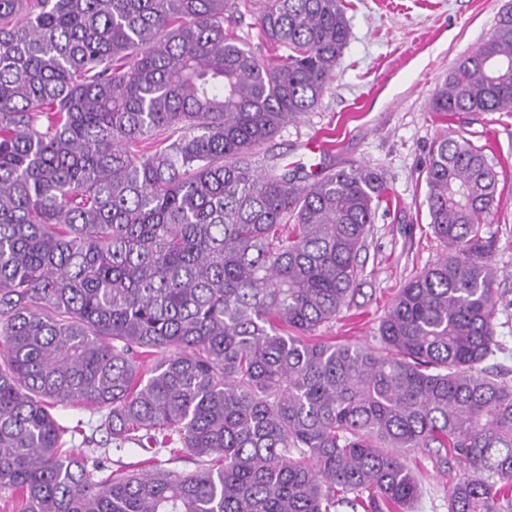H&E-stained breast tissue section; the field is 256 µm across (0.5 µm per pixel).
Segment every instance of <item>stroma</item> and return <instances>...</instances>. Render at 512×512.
<instances>
[{"label":"stroma","instance_id":"1","mask_svg":"<svg viewBox=\"0 0 512 512\" xmlns=\"http://www.w3.org/2000/svg\"><path fill=\"white\" fill-rule=\"evenodd\" d=\"M350 38L319 107L285 126L273 151L306 173L363 163L383 176V201L358 256L363 270L347 309L320 330L339 343L379 345V325L408 281L447 252L430 226L422 172L432 144L455 133L498 171L500 202L482 226L491 241L498 348L484 363L512 382V112L430 108L434 89L487 39L512 0H344ZM408 465L422 481L413 512H448L461 475L427 451Z\"/></svg>","mask_w":512,"mask_h":512}]
</instances>
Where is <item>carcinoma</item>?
Returning a JSON list of instances; mask_svg holds the SVG:
<instances>
[{
  "mask_svg": "<svg viewBox=\"0 0 512 512\" xmlns=\"http://www.w3.org/2000/svg\"><path fill=\"white\" fill-rule=\"evenodd\" d=\"M252 0H0V491L13 512H411L403 457L464 474L448 512H512V383L494 353L484 148L434 142L450 252L410 280L381 346L316 336L349 305L383 189L311 181L265 145L315 110L342 0H264L273 64L224 28ZM512 112V9L431 97ZM101 412L110 472L57 403ZM195 458L176 474L142 466Z\"/></svg>",
  "mask_w": 512,
  "mask_h": 512,
  "instance_id": "carcinoma-1",
  "label": "carcinoma"
}]
</instances>
